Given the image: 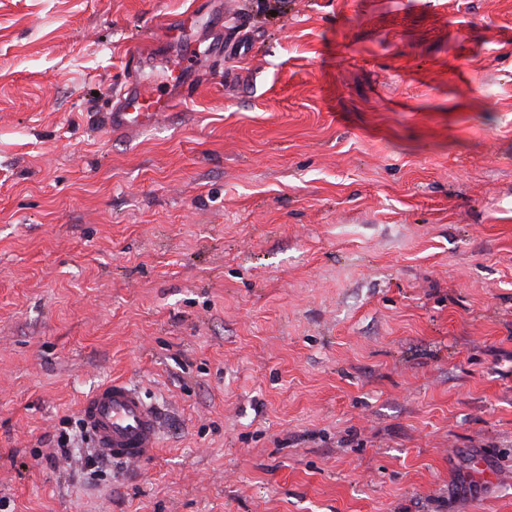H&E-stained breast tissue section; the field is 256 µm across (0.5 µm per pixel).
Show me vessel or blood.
Returning a JSON list of instances; mask_svg holds the SVG:
<instances>
[{
	"label": "vessel or blood",
	"instance_id": "b4317fda",
	"mask_svg": "<svg viewBox=\"0 0 512 512\" xmlns=\"http://www.w3.org/2000/svg\"><path fill=\"white\" fill-rule=\"evenodd\" d=\"M200 22V15L188 13L175 24V31L185 37L184 56L171 62L166 90L154 88L152 81L138 75L137 69L144 66L145 60L139 52H131L126 61L129 75L117 86L112 97L110 121L136 130L173 111L185 98V61L198 53L188 33ZM78 416L98 455L115 463L139 465L155 458L160 443L161 417L132 382L116 379L97 386L83 397Z\"/></svg>",
	"mask_w": 512,
	"mask_h": 512
}]
</instances>
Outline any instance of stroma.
<instances>
[{
  "mask_svg": "<svg viewBox=\"0 0 512 512\" xmlns=\"http://www.w3.org/2000/svg\"><path fill=\"white\" fill-rule=\"evenodd\" d=\"M208 22L181 107L103 115ZM131 379L154 460L57 445ZM10 512H512V0H0Z\"/></svg>",
  "mask_w": 512,
  "mask_h": 512,
  "instance_id": "35a3bbf8",
  "label": "stroma"
}]
</instances>
